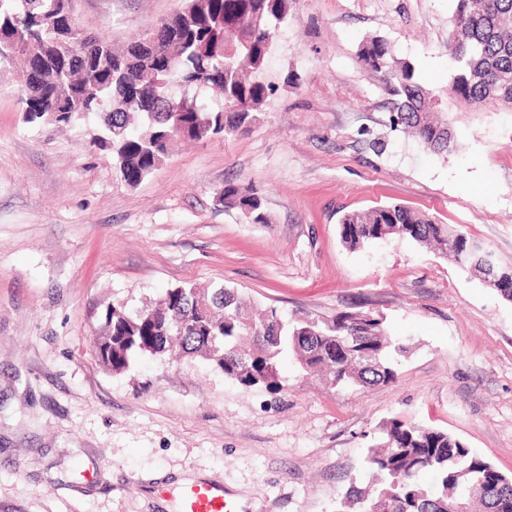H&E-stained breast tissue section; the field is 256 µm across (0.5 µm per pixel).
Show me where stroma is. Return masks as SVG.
<instances>
[{
	"mask_svg": "<svg viewBox=\"0 0 512 512\" xmlns=\"http://www.w3.org/2000/svg\"><path fill=\"white\" fill-rule=\"evenodd\" d=\"M184 5L72 0L82 28L117 44ZM454 7L292 0L263 74L278 90L249 130L177 143L134 187L110 153L85 151L96 118L24 125L17 66L0 60V512H166L190 479L242 512H336L366 486L392 418L448 432L512 477V300L410 241L340 239L343 214L398 203L512 266V111L451 92ZM374 37L445 101L448 153L391 129L394 97L358 59ZM228 181L257 189L269 223L224 209ZM186 282L287 316L369 311L410 352L395 382L348 388L288 357L276 392L198 356L105 366L94 338L107 308L151 306Z\"/></svg>",
	"mask_w": 512,
	"mask_h": 512,
	"instance_id": "1",
	"label": "stroma"
}]
</instances>
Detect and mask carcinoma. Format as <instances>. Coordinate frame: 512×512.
<instances>
[{
	"label": "carcinoma",
	"mask_w": 512,
	"mask_h": 512,
	"mask_svg": "<svg viewBox=\"0 0 512 512\" xmlns=\"http://www.w3.org/2000/svg\"><path fill=\"white\" fill-rule=\"evenodd\" d=\"M290 0H186L184 8L116 47L76 23L71 0H0V59L19 66L22 122L70 125L93 115L98 131L85 148L112 152L116 178L141 183L168 157L176 139L203 141L247 130L277 91L257 78L266 69ZM448 58L454 94L478 108H512V0H456L449 19ZM359 61L381 74L397 97L390 125L405 129L433 152H448L453 136L442 99L416 81L408 61L392 57L374 38ZM221 202L253 224H267L262 197L250 187L224 183ZM389 238L412 240L479 274L512 300V267L498 266L467 233L400 204L347 213L341 241L350 250ZM198 287L165 290L166 319L150 320L122 308L106 311L96 338L114 372L136 353L163 354L177 342L185 354L219 348L211 361L244 387L280 389L277 368L291 352L304 369L319 370L331 384L375 385L395 381L392 347L381 319L344 312L329 320L286 319L275 308L251 313L238 291L205 290L207 320L196 318ZM371 448L369 485L352 486L338 512H502L512 499V478L471 454L458 439L398 418ZM433 475L427 483L423 476Z\"/></svg>",
	"instance_id": "carcinoma-1"
}]
</instances>
